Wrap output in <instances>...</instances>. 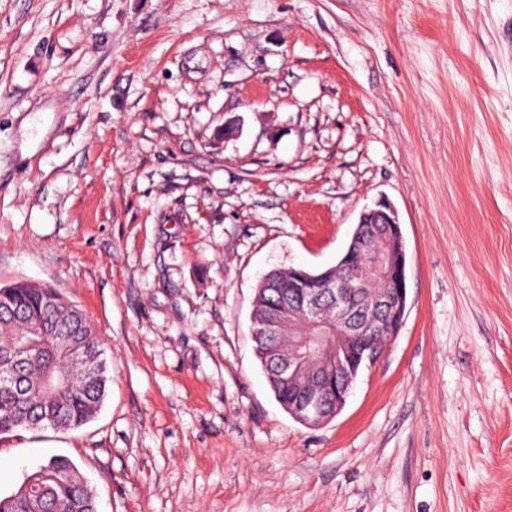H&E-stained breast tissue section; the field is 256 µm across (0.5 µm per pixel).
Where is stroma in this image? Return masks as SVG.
<instances>
[{
    "instance_id": "1",
    "label": "stroma",
    "mask_w": 512,
    "mask_h": 512,
    "mask_svg": "<svg viewBox=\"0 0 512 512\" xmlns=\"http://www.w3.org/2000/svg\"><path fill=\"white\" fill-rule=\"evenodd\" d=\"M382 197L407 314L308 428L254 292ZM18 281L83 310L109 382L80 428L0 435L2 495L64 456L98 512H512V0H0Z\"/></svg>"
}]
</instances>
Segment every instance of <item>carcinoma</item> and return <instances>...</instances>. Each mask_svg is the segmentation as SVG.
Returning <instances> with one entry per match:
<instances>
[{"label":"carcinoma","mask_w":512,"mask_h":512,"mask_svg":"<svg viewBox=\"0 0 512 512\" xmlns=\"http://www.w3.org/2000/svg\"><path fill=\"white\" fill-rule=\"evenodd\" d=\"M272 270L259 283L257 299L265 311L277 310L283 330L293 323L304 334L311 329L300 311L288 312V296L295 288H320L322 273ZM334 284L352 283L366 298L384 288L383 280H351V269H334ZM72 341L84 354H66L62 344ZM28 346L25 357L15 362L17 350ZM99 338L86 316L57 288L18 282L0 286V367L16 365L19 381L0 386V434L18 428L75 429L96 414L107 389V369L92 375L90 366L106 365ZM266 378L276 400L288 408L292 392L271 373ZM0 512H97L95 497L73 462L57 456L49 459L16 490L0 495Z\"/></svg>","instance_id":"carcinoma-1"}]
</instances>
